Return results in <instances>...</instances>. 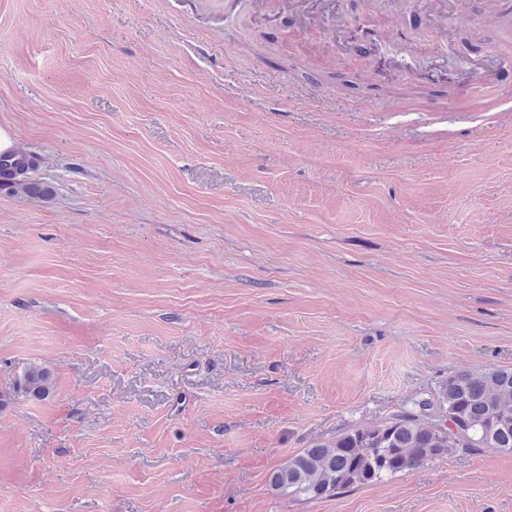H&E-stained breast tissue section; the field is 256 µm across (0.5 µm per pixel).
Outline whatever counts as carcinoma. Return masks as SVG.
Returning a JSON list of instances; mask_svg holds the SVG:
<instances>
[{
	"mask_svg": "<svg viewBox=\"0 0 512 512\" xmlns=\"http://www.w3.org/2000/svg\"><path fill=\"white\" fill-rule=\"evenodd\" d=\"M30 158L0 154L4 187L45 196L50 188L31 182ZM51 372L28 367L16 393L35 400L49 396ZM512 451V368L457 372L437 388L419 393L368 428L350 427L329 443L303 449L269 475L270 486L292 500L332 497L354 486L382 482L413 471L429 457L451 450Z\"/></svg>",
	"mask_w": 512,
	"mask_h": 512,
	"instance_id": "obj_1",
	"label": "carcinoma"
}]
</instances>
